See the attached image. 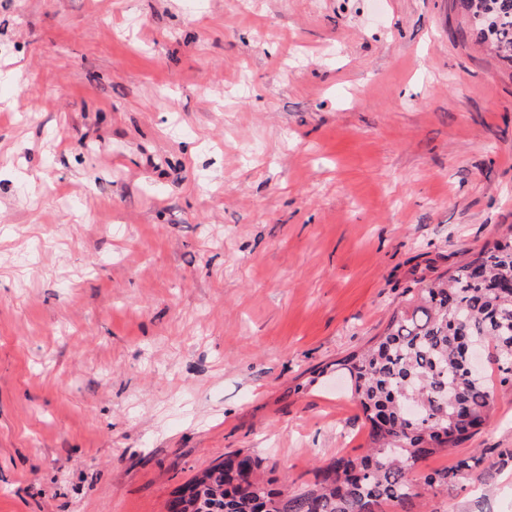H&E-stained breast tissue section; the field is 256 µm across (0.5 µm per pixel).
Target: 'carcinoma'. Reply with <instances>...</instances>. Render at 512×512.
<instances>
[{
    "label": "carcinoma",
    "instance_id": "obj_1",
    "mask_svg": "<svg viewBox=\"0 0 512 512\" xmlns=\"http://www.w3.org/2000/svg\"><path fill=\"white\" fill-rule=\"evenodd\" d=\"M472 32L512 63V0H457ZM383 331L336 361L369 423L365 453L337 456L315 480L288 490L259 475L261 460L228 454L203 481L171 492L168 512H415L426 495L469 476L479 458L417 475L420 463L457 448L489 417L480 350L512 380V225L470 260L408 288Z\"/></svg>",
    "mask_w": 512,
    "mask_h": 512
}]
</instances>
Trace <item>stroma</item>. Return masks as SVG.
<instances>
[{
  "instance_id": "35a3bbf8",
  "label": "stroma",
  "mask_w": 512,
  "mask_h": 512,
  "mask_svg": "<svg viewBox=\"0 0 512 512\" xmlns=\"http://www.w3.org/2000/svg\"><path fill=\"white\" fill-rule=\"evenodd\" d=\"M511 224L512 66L455 0H0V512L360 456L332 364ZM489 391L426 512H512Z\"/></svg>"
}]
</instances>
